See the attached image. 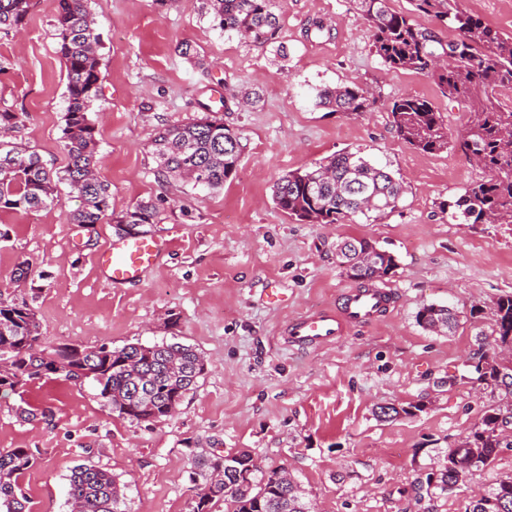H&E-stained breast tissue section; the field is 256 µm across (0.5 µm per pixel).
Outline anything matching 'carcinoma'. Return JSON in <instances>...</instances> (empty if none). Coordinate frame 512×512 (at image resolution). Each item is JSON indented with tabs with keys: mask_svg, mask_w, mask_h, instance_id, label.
Instances as JSON below:
<instances>
[{
	"mask_svg": "<svg viewBox=\"0 0 512 512\" xmlns=\"http://www.w3.org/2000/svg\"><path fill=\"white\" fill-rule=\"evenodd\" d=\"M213 23L251 43L265 46L278 42L280 24L272 11L274 0H207ZM357 9L372 29L373 47L383 63L394 70L426 72L448 92V98L469 106L464 130L448 141L438 112L428 100L407 95L393 101L390 112L398 136L414 148L432 152L452 148L465 157L479 154L488 179L470 185L441 209L448 218L463 224H512V106L500 100L512 88V36L459 9L457 0H410L412 10L398 13L389 0H356ZM31 0H0V28H18L26 19ZM427 14L456 38L442 42L435 32L419 27L413 16ZM55 36L65 64L67 107L63 116L62 150L67 158L61 179L79 201L68 221L89 227L108 215L112 191L96 174L98 128L89 117L99 99L103 74L98 55L100 43L87 0H57ZM319 104L346 115L371 112L377 99L367 88L338 86L318 92ZM28 113L0 112V132L25 126ZM243 146L238 134L217 118L205 116L169 126L153 141L157 174L174 178L192 188L224 187L236 173ZM403 194L401 183L389 172L373 165L358 152H339L306 170L291 171L274 185L275 205L290 218L306 224H343L358 215L380 218L393 212ZM56 200L53 172L41 156L12 141L0 140V211H39ZM160 221V211L151 202H138L112 218L118 225L135 224V235L148 233L147 226ZM340 244L353 246L354 264L344 268L350 278L364 284L380 271L390 274L397 258L387 250L365 256L369 240L346 238ZM418 323L430 332L452 331L453 310L428 304L417 314ZM495 341L512 345V294L498 298L495 306ZM9 363L0 369V388H22L52 375L82 384L90 381L119 416L138 422H155L172 415L203 376V358L180 343L126 344L112 348H74L41 345L40 322L33 308L0 301V355ZM493 386L503 384L512 393V370L494 365L482 355L472 365ZM512 421V407L489 409L468 436L448 448L438 462L437 485L432 475L419 481L430 495L448 494L456 486L484 470L498 457L505 444L495 432L498 420ZM237 473L253 483L251 491L226 492L224 456L198 452L193 455L189 480L196 495L190 512H212L222 502L224 512H314L311 500L296 485L286 488L273 482L272 472L255 466L253 457L240 453ZM35 464L28 448L0 452V512H29L22 476ZM68 497L72 512H124L118 477L88 462L73 468ZM512 501V475L478 490L468 512H500L502 500Z\"/></svg>",
	"mask_w": 512,
	"mask_h": 512,
	"instance_id": "cac0c4a2",
	"label": "carcinoma"
}]
</instances>
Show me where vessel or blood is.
Masks as SVG:
<instances>
[{"mask_svg": "<svg viewBox=\"0 0 512 512\" xmlns=\"http://www.w3.org/2000/svg\"><path fill=\"white\" fill-rule=\"evenodd\" d=\"M161 244L148 235L112 239L98 254L96 264L114 283L139 281L157 262ZM395 295L383 288H348L340 306L289 321L284 339L294 349H312L338 344L350 328L370 324L390 312Z\"/></svg>", "mask_w": 512, "mask_h": 512, "instance_id": "vessel-or-blood-1", "label": "vessel or blood"}]
</instances>
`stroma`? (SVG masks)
<instances>
[{"label": "stroma", "mask_w": 512, "mask_h": 512, "mask_svg": "<svg viewBox=\"0 0 512 512\" xmlns=\"http://www.w3.org/2000/svg\"><path fill=\"white\" fill-rule=\"evenodd\" d=\"M32 4L22 30H0L9 62L0 111L28 112L14 142L59 169L67 103L55 2ZM88 8L105 75L89 113L99 129L98 174L112 186L114 212L156 204L161 220L151 233L166 248L141 281L105 280L96 257L115 236L112 221L90 231L67 223L78 201L62 184L58 205L0 213V298L35 309L44 343L179 342L199 352L206 371L174 415L152 423L119 417L89 382L0 390V451L29 448L36 457L21 480L30 512H70L68 479L86 461L119 476L126 512H189L188 471L201 449L245 451L262 469H289L315 512H465L478 489L512 474L505 448L452 494L416 493L427 467L499 400L474 388L466 362L495 351V303L512 293V224L449 223L440 202L487 172L449 149H414L397 135L390 106L404 95L428 99L453 139L468 121L466 104L427 74L387 68L353 0H277L276 47L216 28L202 0H88ZM317 20L324 31L314 30ZM184 42L197 58L181 55ZM353 84L377 97L373 111L318 106L319 90ZM207 114L242 137L236 175L215 192L158 179L157 131ZM344 150L402 179L395 212L304 224L275 207L280 176ZM346 236L397 256L382 279L396 309L335 346L291 350L281 339L288 320L335 304L354 284L336 261ZM271 284L283 302H267ZM431 303L455 310L452 333L419 326L418 311ZM384 403L425 409L381 421L374 410Z\"/></svg>", "instance_id": "obj_1"}]
</instances>
